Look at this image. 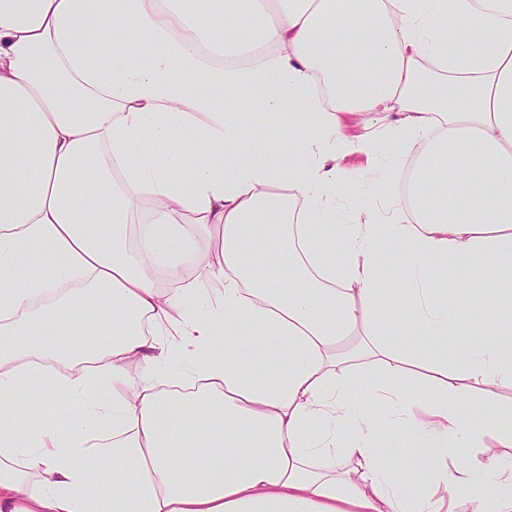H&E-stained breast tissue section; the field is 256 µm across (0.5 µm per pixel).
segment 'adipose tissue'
Returning <instances> with one entry per match:
<instances>
[{
	"label": "adipose tissue",
	"instance_id": "obj_1",
	"mask_svg": "<svg viewBox=\"0 0 512 512\" xmlns=\"http://www.w3.org/2000/svg\"><path fill=\"white\" fill-rule=\"evenodd\" d=\"M381 112L384 137L344 133ZM382 142L415 157L408 209L337 223V155ZM504 274L512 0H0V512H453L479 481L512 512V410L469 423L512 389ZM476 281L498 332L459 360ZM50 394L78 424L36 412ZM404 446V439L392 428L383 430L379 442L381 454L383 457L389 459L390 465L395 468L400 479L410 484L409 482H415L421 476L423 477V474L415 465L412 456L407 452V448Z\"/></svg>",
	"mask_w": 512,
	"mask_h": 512
}]
</instances>
